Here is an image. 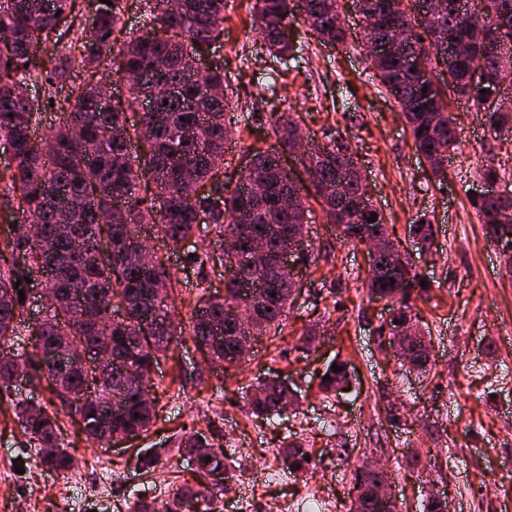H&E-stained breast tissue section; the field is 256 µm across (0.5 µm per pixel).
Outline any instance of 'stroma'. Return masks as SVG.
<instances>
[{"mask_svg": "<svg viewBox=\"0 0 512 512\" xmlns=\"http://www.w3.org/2000/svg\"><path fill=\"white\" fill-rule=\"evenodd\" d=\"M246 3L234 0L225 12L224 40L207 58L223 66L224 92L236 104L220 181L232 191L243 146L270 145L269 112L291 113L307 139L340 133L390 239L412 254L428 283L415 301L432 338L427 369L402 367L380 348L377 330L390 308L362 286L365 249L337 239L312 207L302 245L312 260L299 266L301 294L282 333L262 337L245 362L223 374L205 368L183 336L151 375L157 418L148 432L101 447L65 420L62 439L73 464L58 473L41 463L10 402L0 400V512H131L140 500L171 499L199 482L179 448L190 432L206 435L233 463L223 489L209 496L212 512H345L353 471L369 457L387 463L399 512H424L434 492L451 512H512V271L472 205L485 189L483 164L504 172L499 190H512V132L451 105L461 146L448 156L446 181H438L399 106L371 80L353 0L341 2L351 44L319 42L297 17L291 25L302 55L289 62L251 30ZM419 218L434 227L429 243L410 233ZM152 245L170 257L176 317H189L200 298L223 296V247L210 245L209 261L198 268L184 266L163 239ZM310 328L316 334L309 341ZM334 359L346 363L349 387L326 394L320 377ZM276 378L297 392L298 406L255 416L251 389ZM293 440L310 454L307 473L289 471L280 457ZM148 454L156 464L146 471L140 459ZM76 481L83 497L72 493Z\"/></svg>", "mask_w": 512, "mask_h": 512, "instance_id": "stroma-1", "label": "stroma"}]
</instances>
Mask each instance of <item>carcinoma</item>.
<instances>
[{"label":"carcinoma","instance_id":"cac0c4a2","mask_svg":"<svg viewBox=\"0 0 512 512\" xmlns=\"http://www.w3.org/2000/svg\"><path fill=\"white\" fill-rule=\"evenodd\" d=\"M91 29L80 28L60 52L47 53L46 44L56 34L61 17L76 12L77 0H0V141L15 149L14 164L0 171V191L13 192L24 216L37 219L40 239L30 237L27 225L14 224L0 238V398L15 395V379L21 372L34 380L57 379L51 392L55 409L32 406L22 397L12 400L23 430L36 448H51L41 463L56 470L70 468V455L63 449L58 415L75 420L87 436L108 444L115 433H141L155 417L154 405H146L143 393L151 390L152 367L170 346L184 335L208 347L215 367L235 365L232 350L241 339L260 337L277 330L285 309L291 306L286 274L278 260L289 240L306 231V205L311 197L321 207L326 223L336 226L345 243L363 244L373 234L385 237V248L372 259V271L363 280L370 297L391 299L390 259L393 242L385 219L365 197L361 180L349 175L359 168L357 158L342 136H329L312 145L305 160L307 183L298 185L294 173L284 165L292 154L298 123L284 112L269 113L267 135L275 144L264 149L253 143L245 147L247 168L240 169L236 188L224 193L208 182L218 178L226 161V121L233 111L231 100L220 94L224 70L215 67L200 76L196 63L205 47L224 39V12L228 0H152L143 19L146 32L130 39L120 50L116 69L128 86V98L107 103L105 89L97 77L102 63L114 52L112 35L124 29L126 0L107 5L96 0ZM364 38L387 40L395 22L390 0H361ZM443 9L422 19L418 30L408 34L401 50L373 58L366 56L377 85L384 88L404 113L416 151L430 164L438 180L448 153L459 147V135L448 113V91L467 99L484 112L487 124L497 130L512 129V107L485 111L484 103L497 92V85L465 82L472 59L457 61L453 69L440 68L439 57L448 42H467L481 49V59L490 76L504 60H512V48L497 49L492 37L479 36L466 18L469 0H443ZM483 8L512 23V0H481ZM301 14L316 37L333 46L347 45L349 32L340 13V0H254L253 25L268 48L281 58L297 50L288 19ZM426 51L430 75H419L404 66V57L415 50ZM81 64L88 77L74 80L73 67ZM43 83L52 88L69 85L65 123L49 140L37 138L35 125L45 107L28 87ZM179 87V94L165 89ZM486 93H480V90ZM147 100L151 110L141 113L138 123L127 125V111ZM142 152L131 151V141ZM147 178L157 189L149 200L139 196L137 183ZM476 207L488 234L497 232L494 216L512 208V192L479 198ZM377 215L374 222L368 221ZM109 217L106 233L97 231L96 219ZM206 224L213 240L224 243L229 236L247 234L266 239L261 256L224 253V296L202 298L188 323L175 319L170 291L174 276L165 256L155 255L149 264L140 261V238L162 235L172 249L181 251ZM116 259H95L102 236ZM206 240L186 251V261L202 266L209 259ZM54 266V277L45 281L68 313L58 321L54 311L31 327V339L16 332L23 302L18 291L28 290L26 279L46 265ZM400 277L408 291L395 302L394 319L380 326L379 337L400 334L407 322L418 325L412 294L421 292L420 279L410 268ZM109 297L132 316L124 323L84 317L82 304ZM66 337L62 354L67 359L52 367L40 348L52 347ZM135 336H151L153 342L131 362L139 376L127 377L116 365L103 374L87 362L97 342L112 345V357L126 361ZM410 355L402 359L410 369L423 370L430 360L423 339L408 340ZM338 372L327 365L329 375L320 381L327 394L347 384L345 363L336 362ZM289 398L284 381H264L250 399L252 412L268 417L280 412ZM139 418H134V414ZM202 435L181 442L192 457L196 473L213 487L224 481L220 463L206 456H193L195 448H208ZM286 467L303 471L309 466L308 451L295 443L281 450ZM354 488L357 501L349 512H390L375 500L371 488L378 475L357 470ZM202 505L206 492L184 486L162 506L139 501L133 512H180L183 503Z\"/></svg>","mask_w":512,"mask_h":512}]
</instances>
